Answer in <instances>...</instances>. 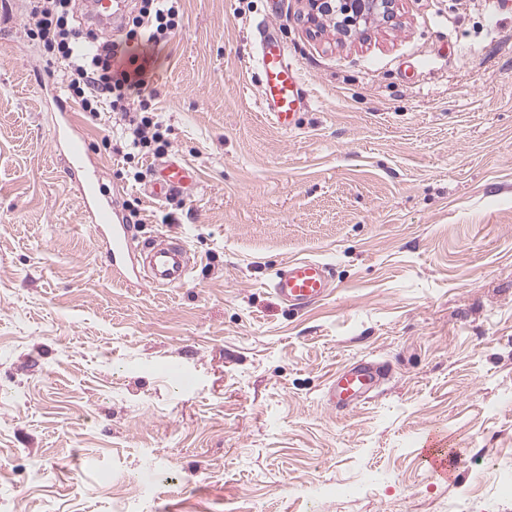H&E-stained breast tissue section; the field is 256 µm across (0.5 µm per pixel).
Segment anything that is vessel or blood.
Masks as SVG:
<instances>
[{
	"instance_id": "obj_1",
	"label": "vessel or blood",
	"mask_w": 512,
	"mask_h": 512,
	"mask_svg": "<svg viewBox=\"0 0 512 512\" xmlns=\"http://www.w3.org/2000/svg\"><path fill=\"white\" fill-rule=\"evenodd\" d=\"M90 17L104 27H111L114 17L123 15L126 0H88ZM260 55L258 65L262 74L260 103L269 112L274 125L291 131L298 124L304 107V93L299 69L289 62L287 47L273 37L268 26L259 25ZM196 182L192 167L173 158L158 166L148 188L151 198L163 200L190 190ZM84 214L95 236L102 243L113 275L126 284L148 283L156 288L182 284L191 268L190 253L182 240L175 238L137 241L131 226L118 223L114 208L102 204L96 194L91 176L82 180ZM334 282L332 267L311 258L293 259L279 268L271 280L274 293L291 307L305 309L324 300ZM386 374L383 365L360 360L342 367L336 379L325 389L326 404L335 410L356 406L368 399L370 393ZM447 441L441 434L425 437L420 455L434 475L447 477L456 461L447 452Z\"/></svg>"
}]
</instances>
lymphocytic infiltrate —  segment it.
Listing matches in <instances>:
<instances>
[{"label":"lymphocytic infiltrate","instance_id":"lymphocytic-infiltrate-1","mask_svg":"<svg viewBox=\"0 0 512 512\" xmlns=\"http://www.w3.org/2000/svg\"><path fill=\"white\" fill-rule=\"evenodd\" d=\"M180 0H135L121 37L87 29L80 0H30L26 35L61 66L66 94L82 111L116 115L126 159L164 156L167 129L153 107L154 57L143 43L163 44L180 26Z\"/></svg>","mask_w":512,"mask_h":512}]
</instances>
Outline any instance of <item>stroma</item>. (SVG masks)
Masks as SVG:
<instances>
[{"mask_svg":"<svg viewBox=\"0 0 512 512\" xmlns=\"http://www.w3.org/2000/svg\"><path fill=\"white\" fill-rule=\"evenodd\" d=\"M155 56L168 157L189 194L146 198L73 107L100 201L139 237L186 241L177 288H129L55 152L58 77L0 0V512H512V0H397L363 39L309 30L301 0H182ZM306 105L259 108L257 26ZM316 258L335 287L304 312L271 288ZM364 358L366 404L324 385ZM447 433L451 480L419 442ZM370 471L366 493L330 495ZM385 375L383 365L365 359L344 366L336 372V380L326 387L325 402L335 410L364 403Z\"/></svg>","mask_w":512,"mask_h":512,"instance_id":"obj_1","label":"stroma"}]
</instances>
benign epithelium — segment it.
I'll use <instances>...</instances> for the list:
<instances>
[{
    "label": "benign epithelium",
    "instance_id": "7a95c632",
    "mask_svg": "<svg viewBox=\"0 0 512 512\" xmlns=\"http://www.w3.org/2000/svg\"><path fill=\"white\" fill-rule=\"evenodd\" d=\"M303 20L309 28L321 30L326 22L335 24L346 33L359 32L361 20L389 19L394 14L396 0H304Z\"/></svg>",
    "mask_w": 512,
    "mask_h": 512
}]
</instances>
